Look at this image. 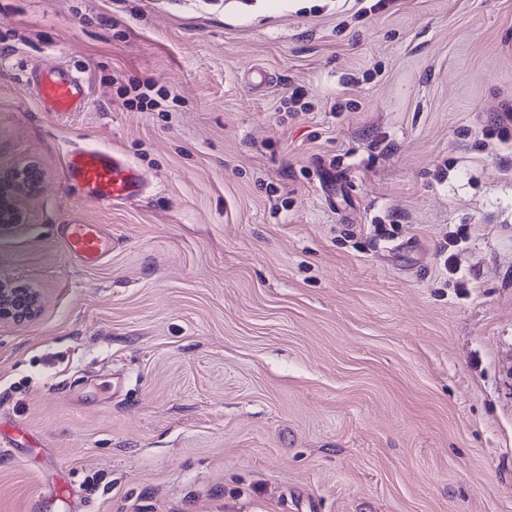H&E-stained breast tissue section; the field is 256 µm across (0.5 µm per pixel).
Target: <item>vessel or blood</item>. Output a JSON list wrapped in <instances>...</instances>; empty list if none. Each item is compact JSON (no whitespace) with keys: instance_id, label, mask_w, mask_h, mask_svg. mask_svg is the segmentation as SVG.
Wrapping results in <instances>:
<instances>
[{"instance_id":"vessel-or-blood-1","label":"vessel or blood","mask_w":512,"mask_h":512,"mask_svg":"<svg viewBox=\"0 0 512 512\" xmlns=\"http://www.w3.org/2000/svg\"><path fill=\"white\" fill-rule=\"evenodd\" d=\"M33 87L37 98L52 112H80L88 103L83 84L63 68L35 71ZM64 174L80 186L86 199L100 206L135 200L148 187L146 175L121 154L93 147L70 148ZM65 240L68 250L89 265L100 262L108 251V242L95 224L68 225Z\"/></svg>"}]
</instances>
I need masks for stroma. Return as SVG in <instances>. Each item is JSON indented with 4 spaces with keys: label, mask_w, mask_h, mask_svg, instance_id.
<instances>
[{
    "label": "stroma",
    "mask_w": 512,
    "mask_h": 512,
    "mask_svg": "<svg viewBox=\"0 0 512 512\" xmlns=\"http://www.w3.org/2000/svg\"><path fill=\"white\" fill-rule=\"evenodd\" d=\"M1 41L0 173L42 180L0 230L41 305L0 325V512H512V0H0ZM74 144L148 191L90 202ZM37 98L50 112L69 114L83 111L88 97L83 84L64 68L33 70ZM129 86L122 85L120 88L123 90V95L127 96L132 94V97L125 100V104L130 108L144 109V107L154 108L160 105L159 101L155 98H151V92L154 88V85L150 84H140L129 81ZM65 240L68 250L89 265L100 262L108 251V241L96 224H69Z\"/></svg>",
    "instance_id": "35a3bbf8"
}]
</instances>
